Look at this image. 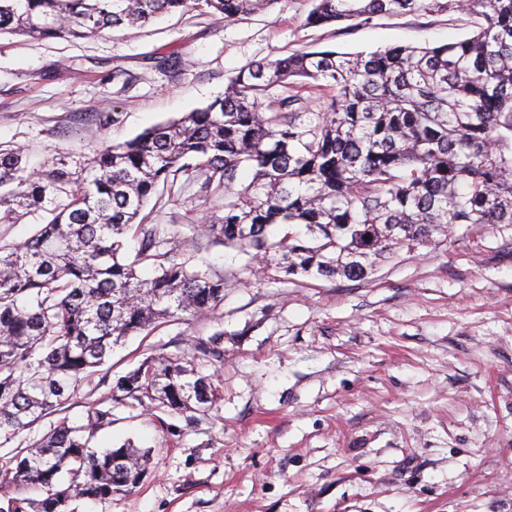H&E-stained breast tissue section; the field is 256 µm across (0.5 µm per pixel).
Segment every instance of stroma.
Here are the masks:
<instances>
[{
    "instance_id": "obj_1",
    "label": "stroma",
    "mask_w": 512,
    "mask_h": 512,
    "mask_svg": "<svg viewBox=\"0 0 512 512\" xmlns=\"http://www.w3.org/2000/svg\"><path fill=\"white\" fill-rule=\"evenodd\" d=\"M310 0L227 21L191 8L79 39L0 35V145L29 173L77 170L102 146L203 108L244 66L299 50L370 53L470 36L464 13L309 27ZM224 196L179 175L145 212L230 286L204 317L134 336L58 418L82 425L151 357L212 379L193 416L113 405L90 445L152 451L135 492L66 512H512V227L400 249L362 280L263 276L216 239ZM223 332L219 356L202 342Z\"/></svg>"
}]
</instances>
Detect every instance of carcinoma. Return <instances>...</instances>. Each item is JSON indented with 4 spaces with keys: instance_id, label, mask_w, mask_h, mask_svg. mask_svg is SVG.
<instances>
[{
    "instance_id": "cac0c4a2",
    "label": "carcinoma",
    "mask_w": 512,
    "mask_h": 512,
    "mask_svg": "<svg viewBox=\"0 0 512 512\" xmlns=\"http://www.w3.org/2000/svg\"><path fill=\"white\" fill-rule=\"evenodd\" d=\"M305 23L385 14L466 11L477 30L434 47L369 54L297 51L242 68L224 96L104 147L84 168L35 177L22 151L0 148V224L50 214L22 244L0 242V446L58 411L131 336H148L224 302V278L193 263L166 225L143 212L161 183L189 171L224 191L214 236L263 273L364 279L398 249L428 246L456 228L512 225V0H311ZM276 0H0V34L91 37L200 7L232 21ZM329 94L324 112L298 93ZM247 167L252 180L236 184ZM64 192L68 204L53 207ZM140 239L130 259L128 235ZM108 400L173 414L209 410L216 387L184 359L148 358L118 378ZM87 423L61 420L0 467V512H65L73 497L137 490L150 451H97ZM38 486L32 502L21 490Z\"/></svg>"
}]
</instances>
